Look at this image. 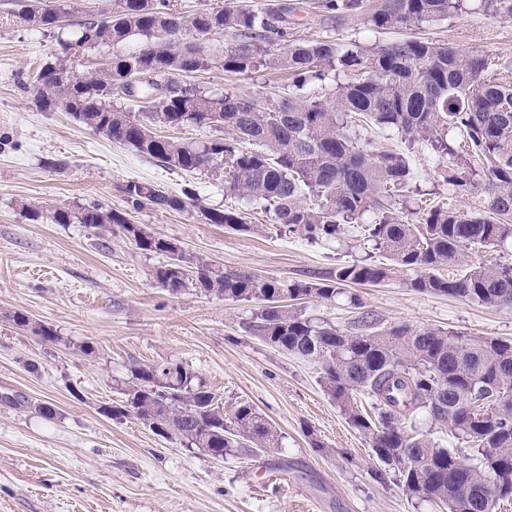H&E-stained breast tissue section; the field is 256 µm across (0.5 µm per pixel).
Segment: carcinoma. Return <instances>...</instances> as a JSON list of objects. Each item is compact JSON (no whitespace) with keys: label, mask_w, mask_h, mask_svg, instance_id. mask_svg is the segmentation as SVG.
<instances>
[{"label":"carcinoma","mask_w":512,"mask_h":512,"mask_svg":"<svg viewBox=\"0 0 512 512\" xmlns=\"http://www.w3.org/2000/svg\"><path fill=\"white\" fill-rule=\"evenodd\" d=\"M46 0H16L0 28L26 25L57 39L61 52L38 76L22 78L41 112H66L114 143L170 169L207 174L224 195L247 201L271 221L311 242H332L345 225H360L366 258L336 267L326 279H260L224 272L189 257L174 240L147 232L131 219L145 207L194 209L207 224L246 231L243 212L210 207L187 186L182 196L128 181V208L95 202L48 210L25 203V216L44 224H83L104 238L121 232L137 249L166 257L155 270L172 294L195 291L226 300L257 301L251 329L267 346L318 364L323 391L349 424L368 437L382 468L410 501L441 503L448 512H495L512 498V342L435 327H381L357 293L351 329L313 318L295 301H332L343 287L399 277L410 288L489 308H512V264H470L456 278L437 274L463 263L472 249L512 242V60L499 62L445 42L420 38L384 45L341 44L332 37L300 41L288 32L298 7L284 2L254 10L238 0L185 19L171 0H112L99 18L80 0L62 12H83L69 34L53 25ZM325 16L357 17L369 30L416 27L461 10V0H318ZM229 33L232 48L194 33ZM143 37L137 50L114 54L87 72L77 55ZM219 68L247 77L281 72L288 94L257 97L230 88L207 91L180 80ZM340 72L332 96L316 88ZM374 125L395 135L404 150L364 141ZM210 129L207 138L181 141L161 128ZM419 145L437 155L448 201L431 203L413 184L408 152ZM484 191L478 204H457L459 191ZM15 324L46 341L52 327L17 312ZM125 400L109 408L130 415L169 439L219 459L230 448L262 452L278 445L273 424L250 405L224 415V405L198 376L178 364L134 366ZM466 445L448 448L430 429L413 426L421 414Z\"/></svg>","instance_id":"obj_1"}]
</instances>
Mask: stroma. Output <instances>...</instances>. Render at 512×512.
I'll list each match as a JSON object with an SVG mask.
<instances>
[{"label": "stroma", "mask_w": 512, "mask_h": 512, "mask_svg": "<svg viewBox=\"0 0 512 512\" xmlns=\"http://www.w3.org/2000/svg\"><path fill=\"white\" fill-rule=\"evenodd\" d=\"M302 2L292 26L299 40L387 44L413 36L512 59V15L484 12L478 0H466L444 21L378 33L328 21L316 0ZM58 50L56 39L38 30L0 28V512H445L408 502L394 482L371 478L370 441L325 395L319 365L254 338L247 329L253 304L170 294L153 277L163 256L120 236L98 238L81 224L21 215L23 202L123 210L119 187L130 180L174 195L191 184L210 206L244 209L216 180L160 167L67 113L37 111L16 77ZM188 80L257 95L288 86L279 74L248 78L217 69ZM53 160L66 168H50ZM409 161L417 186L446 200L435 154L419 145ZM244 211V231L203 223L191 211L145 208L133 220L216 268L262 278H325L365 254L356 231L313 243L280 232L269 214ZM357 292L384 327L512 341V309L418 292L399 279ZM18 311L52 326L56 340L17 328ZM86 343L94 354L81 352ZM163 363L193 371L219 395L225 413L243 403L263 413L280 434L279 447L257 456L235 448L214 460L136 418L105 415V407L121 403L132 366ZM41 404L54 416L40 414Z\"/></svg>", "instance_id": "1"}]
</instances>
